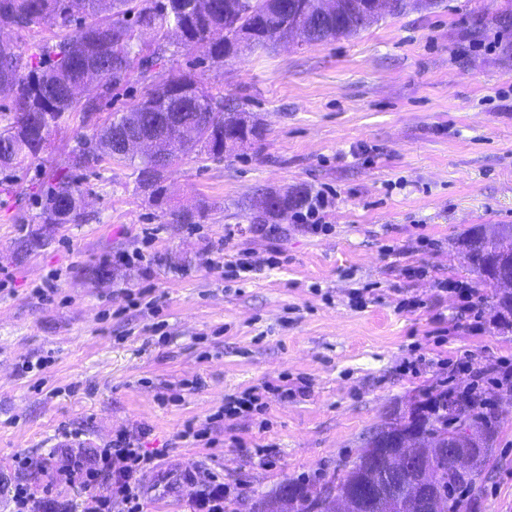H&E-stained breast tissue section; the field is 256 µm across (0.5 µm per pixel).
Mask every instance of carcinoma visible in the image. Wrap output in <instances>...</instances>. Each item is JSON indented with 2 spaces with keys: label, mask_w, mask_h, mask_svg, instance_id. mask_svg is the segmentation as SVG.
I'll use <instances>...</instances> for the list:
<instances>
[{
  "label": "carcinoma",
  "mask_w": 512,
  "mask_h": 512,
  "mask_svg": "<svg viewBox=\"0 0 512 512\" xmlns=\"http://www.w3.org/2000/svg\"><path fill=\"white\" fill-rule=\"evenodd\" d=\"M380 16L370 12L368 0H341V7L324 16L317 14L316 0H0V21L8 22L21 39L34 27L56 30L54 39L23 50L18 42L0 40V94L11 95L9 114L0 127V170L22 166L38 157L53 132L71 117L87 123L100 109L97 100L78 97L88 81L101 84L104 94L125 84L133 71L150 82L146 94L129 110L114 113L111 122L96 135L77 141L72 154L75 166L92 169L103 158H118L132 168L136 185L157 194L164 191V174L147 157L124 150L123 134L131 120L148 129L163 124L171 104L183 103L185 122L166 128V135L180 142L189 156L207 151L224 155V133L238 131L248 140L261 136L260 127L249 123L243 112L224 94L205 89L186 73L163 74L166 63L185 49H201L205 59L224 64L235 52L245 31L253 30V48L280 41L296 24L309 26L308 40L322 42L349 38ZM268 216L292 209L299 197L273 194ZM83 190L69 175L56 180L39 215L42 224H70L80 220ZM459 246L468 264L488 285L504 270L512 272V249L494 243L485 225L466 230ZM448 411L455 426L433 415L428 400L415 404L407 415L393 419L377 431L366 447L378 448L384 432L408 426L421 443L454 438L457 427L468 421L476 436L469 448L470 465L459 470L448 464V455L428 461L437 496V512H461L452 497L460 487H470L481 471L494 434L492 418H473L454 401ZM368 473L357 462L340 478V490L357 496L356 512H386L375 498L358 496Z\"/></svg>",
  "instance_id": "carcinoma-1"
}]
</instances>
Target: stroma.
Instances as JSON below:
<instances>
[{
    "mask_svg": "<svg viewBox=\"0 0 512 512\" xmlns=\"http://www.w3.org/2000/svg\"><path fill=\"white\" fill-rule=\"evenodd\" d=\"M175 66L242 103L261 138L220 161L179 160L160 201L125 163L104 161L80 174L79 223H35L77 138L147 92L134 75L0 186V491L51 482L65 432H81L90 457L141 430L158 454L144 512H187L197 489L181 474L195 469L238 491L230 512H251L291 481L322 491L440 380L465 381L461 354L476 367L512 360L495 290L458 246L474 225L512 224V0H439L350 38L218 66L189 51ZM324 186L336 192L329 230L288 217L263 231L265 192ZM201 205V223L170 217ZM239 251L256 266L245 280L204 262ZM133 252L140 261L122 262ZM419 266L426 275H412ZM47 280L54 295L35 298ZM445 280L479 289V329ZM142 288L155 308L129 306ZM406 299L418 308L402 309ZM44 354L39 375L22 372ZM409 359L418 373L402 372ZM284 382L307 392L282 396ZM251 387L262 412L217 419L225 397ZM482 389L495 433L462 505L512 512V391ZM189 425L208 441L184 439ZM18 456L35 467L15 469Z\"/></svg>",
    "mask_w": 512,
    "mask_h": 512,
    "instance_id": "35a3bbf8",
    "label": "stroma"
}]
</instances>
